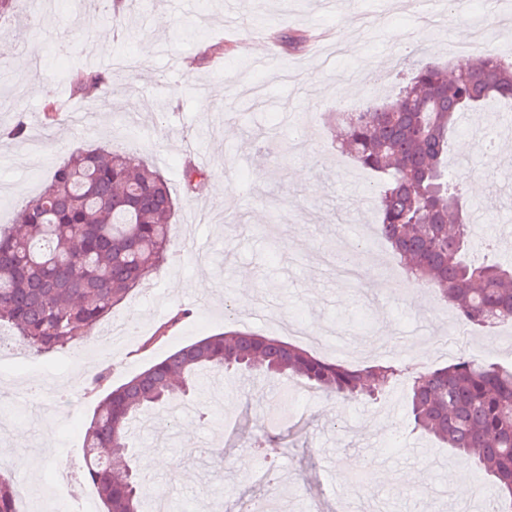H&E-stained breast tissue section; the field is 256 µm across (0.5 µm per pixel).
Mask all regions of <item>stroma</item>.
Returning a JSON list of instances; mask_svg holds the SVG:
<instances>
[{
  "instance_id": "obj_1",
  "label": "stroma",
  "mask_w": 512,
  "mask_h": 512,
  "mask_svg": "<svg viewBox=\"0 0 512 512\" xmlns=\"http://www.w3.org/2000/svg\"><path fill=\"white\" fill-rule=\"evenodd\" d=\"M270 19L276 34L329 32L316 49L290 52L270 42L256 21ZM484 0H469L466 14L424 39L420 55L451 66L452 43L467 40L474 21L488 20ZM126 35L91 52L86 48L110 18L94 0H19L0 23V224L38 195L72 153L100 147L136 155L168 179L176 210L173 245L157 275L116 311L137 321L123 353L106 358L85 346L31 357L18 337L0 338V358L17 368L0 379V466L41 493L40 506L19 499L21 512H66V499L92 494L83 458L67 459L81 445L98 404L75 383L74 355L93 372L109 370L118 387L159 358L204 337L250 331L280 339L355 368L379 362L452 363L445 349L423 353L425 338L456 322L455 310L432 290L409 301L410 283L390 246L372 236L380 260L358 253L356 266L370 280L345 281L319 269L316 259L341 257L342 241L379 217L366 186L378 176L362 169L335 138L337 101L362 112L373 100L394 98L411 70L384 68L392 28L417 29L421 13L410 0H131ZM193 80H186V70ZM92 70L112 78V91L83 97L69 73ZM45 79L44 97L36 87ZM65 106L47 125L43 106ZM25 138L7 131L17 121ZM494 158L471 149L459 127L448 140V166L467 180L472 208L482 211L497 237L494 254L512 256V127H498ZM196 157L206 181L186 190L182 170ZM227 195H218L219 186ZM181 281L173 291L172 281ZM187 318L165 341L149 344L177 311ZM470 353L512 364V325L469 334ZM62 381L73 387L52 417L27 413L20 384ZM249 372L221 384L206 380L187 392L181 416L157 411L134 440L138 454L154 452L160 467L148 485L164 491L170 512H221L277 498L282 512H448L455 483L479 488L473 468L430 436L404 430L408 382L384 396L340 404L300 386L268 392ZM214 418L201 423L198 407ZM276 437L275 484L250 478L252 443ZM457 466L432 467L430 456Z\"/></svg>"
}]
</instances>
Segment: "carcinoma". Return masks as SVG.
Here are the masks:
<instances>
[{
  "label": "carcinoma",
  "mask_w": 512,
  "mask_h": 512,
  "mask_svg": "<svg viewBox=\"0 0 512 512\" xmlns=\"http://www.w3.org/2000/svg\"><path fill=\"white\" fill-rule=\"evenodd\" d=\"M123 27L125 0H102ZM90 96L109 78L76 72ZM512 101V65L492 50L454 76L421 60L396 98L367 112L342 113V148L381 176L378 232L407 275L451 303L471 328L512 323V266L473 264L459 176L448 170V136L460 114ZM206 172L189 162L192 189ZM175 202L168 181L142 159L91 149L71 155L19 213L21 228L0 225V327L12 328L35 355L62 351L95 333L136 288L158 272L172 242ZM286 375L338 401L384 393L403 374L386 362L362 369L318 357L272 336L236 331L207 336L162 357L98 403L83 440L84 479L104 512H151V494L132 466L129 427L179 398L204 370ZM407 419L473 460L483 488L512 508V367L462 354L410 380ZM0 512H18L12 475L0 470Z\"/></svg>",
  "instance_id": "cac0c4a2"
}]
</instances>
